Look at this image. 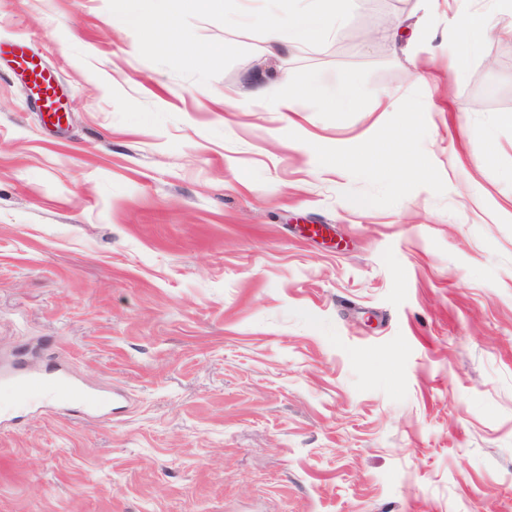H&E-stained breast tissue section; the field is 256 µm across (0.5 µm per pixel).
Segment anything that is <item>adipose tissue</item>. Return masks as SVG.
Here are the masks:
<instances>
[{
    "instance_id": "ef3b65f1",
    "label": "adipose tissue",
    "mask_w": 512,
    "mask_h": 512,
    "mask_svg": "<svg viewBox=\"0 0 512 512\" xmlns=\"http://www.w3.org/2000/svg\"><path fill=\"white\" fill-rule=\"evenodd\" d=\"M123 9L113 12L112 26L123 31L139 32L144 41L160 51L168 50L176 40L174 22L187 10L209 7L213 0H125ZM462 22L456 37L461 53L453 58L448 79L460 81L465 75V57L479 50L483 41L498 36H511L512 26L495 29L470 12L468 0H458ZM326 18L318 11L297 7L287 12L271 11L255 18L264 32V52L281 57L306 45L322 32Z\"/></svg>"
}]
</instances>
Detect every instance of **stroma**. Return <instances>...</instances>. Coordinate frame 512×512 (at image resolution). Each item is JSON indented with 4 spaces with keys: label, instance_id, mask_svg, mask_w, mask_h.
<instances>
[{
    "label": "stroma",
    "instance_id": "35a3bbf8",
    "mask_svg": "<svg viewBox=\"0 0 512 512\" xmlns=\"http://www.w3.org/2000/svg\"><path fill=\"white\" fill-rule=\"evenodd\" d=\"M307 3L327 33L271 59L270 0L182 14L165 53L122 0H0L66 113L0 54V370L114 406L0 383V512H512V40L452 83L456 0ZM270 69L320 96L252 97ZM346 74L389 106L333 111ZM403 132L417 169L367 173ZM15 386L25 389H36L39 394L46 398H64L71 403L82 407L102 408L101 405L83 388L76 385H68L64 389H58L51 383L42 381L41 378L31 377L20 368L17 373L11 374ZM63 394V395H62Z\"/></svg>",
    "mask_w": 512,
    "mask_h": 512
}]
</instances>
